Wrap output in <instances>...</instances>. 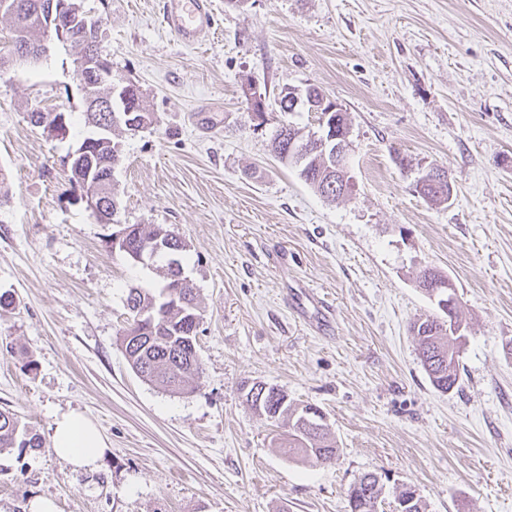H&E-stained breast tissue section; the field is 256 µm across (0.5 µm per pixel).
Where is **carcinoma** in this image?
<instances>
[{"label":"carcinoma","mask_w":512,"mask_h":512,"mask_svg":"<svg viewBox=\"0 0 512 512\" xmlns=\"http://www.w3.org/2000/svg\"><path fill=\"white\" fill-rule=\"evenodd\" d=\"M10 20L13 30L25 33L28 47L37 52L46 40V29L39 18L23 8L12 15L1 14ZM68 43L76 51L73 64H78L82 52L90 47L99 48V29L77 27ZM128 96V120L135 127L142 128L152 122L146 102L138 86L129 82L126 85ZM280 122L271 143V149L281 160L297 168L306 184L321 196L338 200V196L326 193L325 178L322 174L335 167L336 159L331 153H310L298 144L290 145V136L284 134ZM119 143H102L93 148V159L101 165V172L113 168L114 150ZM125 244L128 250L135 251L149 240L167 244L158 258L165 260L159 272L164 285L155 292L148 288L132 286L128 288L126 307L129 311L128 326L122 334V348L131 366L143 380L172 394L193 392L194 377L201 372V358L197 334L199 327V307L197 291L194 287L173 288L175 272L169 267L172 258L185 248L180 238L171 230L158 224H125ZM462 327L459 313L450 316L443 310L420 317L410 325V331L417 341L418 357L433 387L447 393L457 387L460 377L459 346L460 336L456 331ZM286 391L273 385L269 389L257 390L251 408L274 421L288 420V453L325 464L336 458L338 449L327 442L328 430L316 432L309 437H300L296 426L301 415L280 408ZM23 437L22 445L30 448L42 447L39 434L21 423L18 416L10 411L0 410V449L14 447L18 437ZM362 476L348 490L349 512H383L378 493L368 492Z\"/></svg>","instance_id":"1"}]
</instances>
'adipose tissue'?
<instances>
[{
	"instance_id": "1",
	"label": "adipose tissue",
	"mask_w": 512,
	"mask_h": 512,
	"mask_svg": "<svg viewBox=\"0 0 512 512\" xmlns=\"http://www.w3.org/2000/svg\"><path fill=\"white\" fill-rule=\"evenodd\" d=\"M103 446L98 427L86 416L69 412L55 418L52 426L53 450L74 468L94 467Z\"/></svg>"
}]
</instances>
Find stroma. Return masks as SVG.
Instances as JSON below:
<instances>
[{"label": "stroma", "instance_id": "stroma-1", "mask_svg": "<svg viewBox=\"0 0 512 512\" xmlns=\"http://www.w3.org/2000/svg\"><path fill=\"white\" fill-rule=\"evenodd\" d=\"M114 81L155 114L123 132L112 174L124 224H163L199 295L202 373L189 395L138 377L121 348L130 286L156 270L105 243L67 155L89 129L70 47L0 82V410L41 448L0 450V512L37 497L58 512H348L374 473L425 512H512V0H212L202 46L163 24L162 0H81ZM318 86L350 128L354 191L323 198L270 141L286 88ZM265 98L257 124L249 93ZM64 107L66 139L29 119ZM315 130L316 113L287 116ZM411 169L400 166V158ZM445 169L452 203L413 188ZM427 266L451 279L466 324L458 389L430 383L409 333L435 312ZM332 311L316 332L294 307ZM275 385L326 416L338 454L315 464L273 445L283 423L242 388ZM91 418V470L51 447L56 415Z\"/></svg>", "mask_w": 512, "mask_h": 512}]
</instances>
